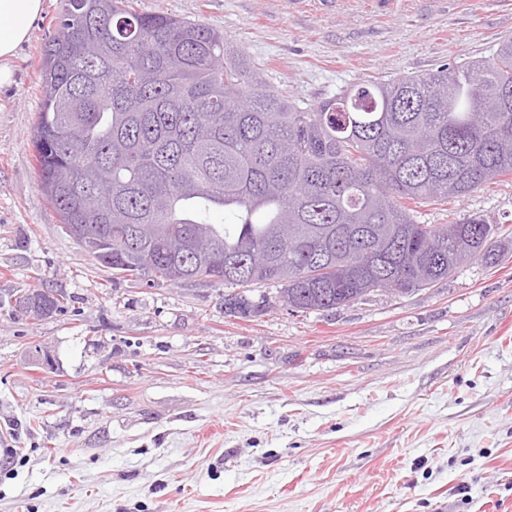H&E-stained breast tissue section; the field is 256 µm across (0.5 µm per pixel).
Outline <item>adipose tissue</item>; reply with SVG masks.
<instances>
[{
    "mask_svg": "<svg viewBox=\"0 0 512 512\" xmlns=\"http://www.w3.org/2000/svg\"><path fill=\"white\" fill-rule=\"evenodd\" d=\"M43 6L44 0H0V85L10 83L11 60L29 39L31 24Z\"/></svg>",
    "mask_w": 512,
    "mask_h": 512,
    "instance_id": "1",
    "label": "adipose tissue"
}]
</instances>
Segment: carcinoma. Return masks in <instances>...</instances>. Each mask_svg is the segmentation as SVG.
Masks as SVG:
<instances>
[{
  "label": "carcinoma",
  "mask_w": 512,
  "mask_h": 512,
  "mask_svg": "<svg viewBox=\"0 0 512 512\" xmlns=\"http://www.w3.org/2000/svg\"><path fill=\"white\" fill-rule=\"evenodd\" d=\"M41 94L34 159L65 233L89 229L90 255L134 281L231 287L227 315L267 310V295H249L259 283L306 313L502 258L485 218L431 228L404 201L460 199L512 175V37L301 108L260 88L214 28L126 0H64ZM64 301L33 289L16 306L46 316Z\"/></svg>",
  "instance_id": "cac0c4a2"
}]
</instances>
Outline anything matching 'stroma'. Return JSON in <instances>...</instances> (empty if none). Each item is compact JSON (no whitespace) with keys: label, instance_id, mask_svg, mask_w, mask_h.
I'll return each instance as SVG.
<instances>
[{"label":"stroma","instance_id":"stroma-1","mask_svg":"<svg viewBox=\"0 0 512 512\" xmlns=\"http://www.w3.org/2000/svg\"><path fill=\"white\" fill-rule=\"evenodd\" d=\"M45 0L0 87V512H512V176L417 206L477 214L503 259L409 296L224 313L225 288L129 280L66 235L32 139ZM205 23L313 107L488 56L512 0H129ZM39 288L68 306L26 316ZM51 364H44V356Z\"/></svg>","mask_w":512,"mask_h":512}]
</instances>
